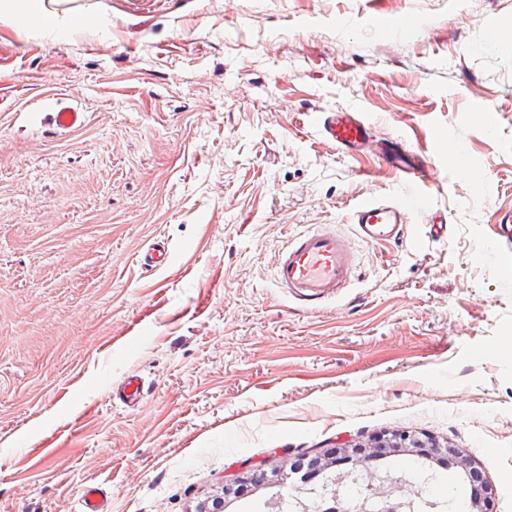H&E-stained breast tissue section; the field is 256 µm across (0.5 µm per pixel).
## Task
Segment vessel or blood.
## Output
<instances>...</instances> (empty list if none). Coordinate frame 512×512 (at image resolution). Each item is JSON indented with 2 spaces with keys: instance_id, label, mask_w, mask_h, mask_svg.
<instances>
[{
  "instance_id": "vessel-or-blood-1",
  "label": "vessel or blood",
  "mask_w": 512,
  "mask_h": 512,
  "mask_svg": "<svg viewBox=\"0 0 512 512\" xmlns=\"http://www.w3.org/2000/svg\"><path fill=\"white\" fill-rule=\"evenodd\" d=\"M55 127L72 131L85 122L84 112L63 106L53 112ZM313 122L320 135L344 153L360 152L369 142L371 128L357 112H316ZM379 151L388 165L401 172L407 188L395 199H372L355 209L352 222L357 237L370 245L406 238L410 212L429 209L424 189L430 179V166L399 143H381ZM357 264L346 237L326 225L291 236L279 252L273 269L277 287L304 307L315 310L351 284ZM80 512H110L99 486L88 484L81 496Z\"/></svg>"
}]
</instances>
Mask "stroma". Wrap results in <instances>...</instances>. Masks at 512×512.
Segmentation results:
<instances>
[{
  "label": "stroma",
  "instance_id": "35a3bbf8",
  "mask_svg": "<svg viewBox=\"0 0 512 512\" xmlns=\"http://www.w3.org/2000/svg\"><path fill=\"white\" fill-rule=\"evenodd\" d=\"M45 7L0 0V512H79L90 483L112 512H200L247 459L288 480L224 512H266L302 487L293 460L392 430L459 449L512 512V0ZM61 103L82 128L51 125ZM315 110L424 158L448 237L414 214L409 244L356 243L355 279L309 311L273 282L287 238L354 236L357 204L404 191ZM381 467L415 477L418 512L471 490L451 461ZM313 122L320 135L343 153L360 152L371 137V128L359 112L317 111Z\"/></svg>",
  "mask_w": 512,
  "mask_h": 512
}]
</instances>
